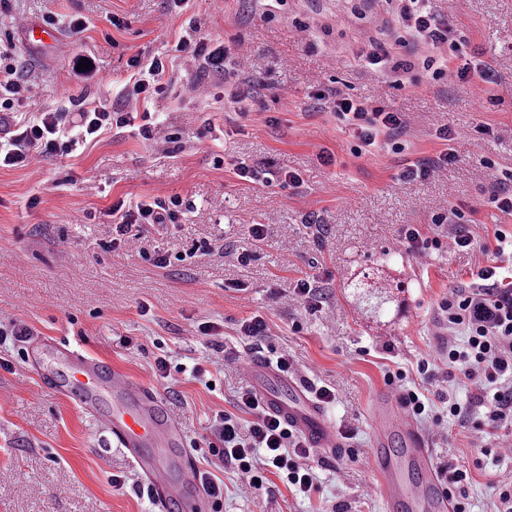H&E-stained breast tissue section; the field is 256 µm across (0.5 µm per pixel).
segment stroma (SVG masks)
<instances>
[{"label":"stroma","mask_w":512,"mask_h":512,"mask_svg":"<svg viewBox=\"0 0 512 512\" xmlns=\"http://www.w3.org/2000/svg\"><path fill=\"white\" fill-rule=\"evenodd\" d=\"M432 6L495 70L494 102L479 104L454 78L397 89L359 67L354 55L368 38L390 40L388 0H371L366 10L381 18L378 26L359 19L358 0H286L271 20L260 0H189L180 11L169 0H0V45L12 46L30 78L24 113L65 107L79 95L115 102L128 60L166 52L193 17L212 42L230 47L235 69L261 84L237 113L225 109L221 81L211 97L195 98V64L176 58L175 86L148 109L160 134L180 130L177 152H162L131 126L103 133L73 156L0 170V326L22 323L30 334L0 344V512H158L101 419L44 387L30 355L36 336L69 343L148 385L187 443L203 448L213 439V415L234 411L251 384L243 361L289 354L297 374L334 391L324 411L346 432L344 446L332 458L311 454L320 492L309 500L279 481L253 492L224 470L222 512H386L368 491L374 395L387 370L417 379L418 362L437 345L439 303L486 265L496 230L512 231V215L488 201L496 176L512 168V0ZM49 15L62 20L57 42L28 44L26 24ZM115 17L122 27L112 26ZM77 18L85 27L74 33L66 22ZM300 21L308 31L297 29ZM84 58L91 66L82 71ZM319 89L383 104L403 113L407 126L353 154L351 131L318 107ZM477 125L492 136L461 139L454 162L433 179L401 180L408 165L439 154L438 129ZM325 151L332 164H322ZM242 163L265 172L266 182L241 180ZM286 170L300 174V187L282 185ZM155 195L183 199L181 223L143 225L110 248L112 203ZM456 205L471 212L474 247L444 248L424 263L402 247L406 225L432 233L434 219ZM86 211L99 212L96 223L82 222ZM253 224L263 225L262 239L250 236ZM157 255L170 264L156 266ZM365 278L392 294L380 313L368 312L350 289ZM300 279L320 288L321 308L293 299ZM255 316L267 325L259 342L240 333ZM205 322L218 335H201ZM160 357L174 368L169 378L156 373ZM196 366L203 379L194 378ZM420 428L435 462L471 472V512H493L488 475L496 467L469 434L453 421L440 432L427 422ZM116 475L122 488L112 486Z\"/></svg>","instance_id":"35a3bbf8"}]
</instances>
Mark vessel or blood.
<instances>
[{"label": "vessel or blood", "instance_id": "1", "mask_svg": "<svg viewBox=\"0 0 512 512\" xmlns=\"http://www.w3.org/2000/svg\"><path fill=\"white\" fill-rule=\"evenodd\" d=\"M59 368L45 382L68 390L91 408L102 394L112 396L108 426L131 454L151 490H164L161 512H197L205 495L181 429L163 402L122 371L57 344ZM246 370L267 410L288 422L311 447L334 452L341 445L319 402L292 375L267 359L252 357ZM371 468L375 488L396 512H454V501L433 463L426 437L407 417L399 397L380 390L375 407Z\"/></svg>", "mask_w": 512, "mask_h": 512}]
</instances>
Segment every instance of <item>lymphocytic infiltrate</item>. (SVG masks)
<instances>
[{
	"label": "lymphocytic infiltrate",
	"instance_id": "obj_1",
	"mask_svg": "<svg viewBox=\"0 0 512 512\" xmlns=\"http://www.w3.org/2000/svg\"><path fill=\"white\" fill-rule=\"evenodd\" d=\"M428 2L398 0L397 50L368 42L357 54L360 65L388 74L399 84L418 65L436 81L451 75L472 87L494 83L495 74L490 66L469 58L465 43L452 37L448 24L431 12ZM172 50L189 54L195 62L198 79L191 84L190 91L196 97H210V80L215 76L224 80L225 98L239 102L254 94V83L228 69L227 46L212 44L200 20H190L188 32L173 44ZM128 65L134 69L135 78L118 92L116 105H93L79 98L72 100L71 111L42 112L18 121L14 114L30 84L11 52L0 50V169L22 168L39 159L69 156L103 132L133 124L143 139L154 140L153 115L139 111L138 106L172 87L168 78L169 59L155 56L144 60L135 56ZM316 98L338 121L353 130L363 148L373 146L380 135L405 127L401 113L382 106H366L333 90L318 92ZM182 213L183 201L178 197L156 196L133 207L117 200L108 210L112 218L111 243L117 246L128 241L133 227L139 224L178 223ZM438 221L443 224V231L425 236L417 228H409L402 245L421 258L444 247L473 246L474 238L466 229V210L449 208ZM439 309L445 331L438 336L439 345L432 358L419 361L418 372L425 380H433L431 362L439 360L448 368L449 381L469 388L468 403H459L442 393L438 396L441 408L436 411L422 392L406 387L404 370L387 371L385 379L388 385L400 389L409 418L429 421L438 428L445 420L457 421L475 438L483 456L511 458L512 282L502 279L496 262L480 267L473 281L452 291ZM236 406L237 413L215 414L214 439L206 454L208 466L197 473L215 508H222L224 500V482L214 473L218 467L232 468L242 482L258 491L266 489L275 477L301 497L318 492L319 485L307 464L311 450L306 441L286 422L270 414L252 391L240 392ZM242 411L251 414L249 425H242L238 417Z\"/></svg>",
	"mask_w": 512,
	"mask_h": 512
}]
</instances>
